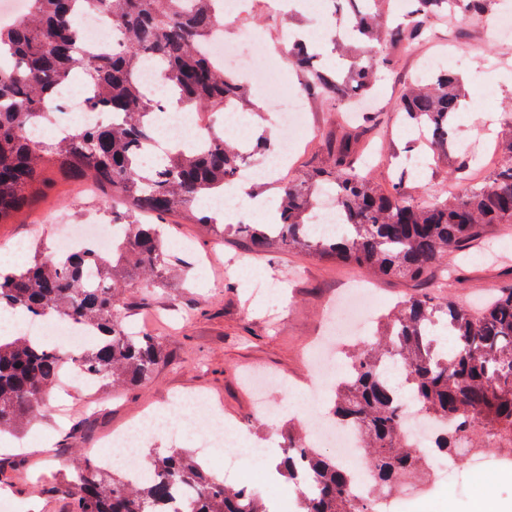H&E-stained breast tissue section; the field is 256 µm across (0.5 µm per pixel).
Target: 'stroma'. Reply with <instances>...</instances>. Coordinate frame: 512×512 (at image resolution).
Returning a JSON list of instances; mask_svg holds the SVG:
<instances>
[{"label": "stroma", "mask_w": 512, "mask_h": 512, "mask_svg": "<svg viewBox=\"0 0 512 512\" xmlns=\"http://www.w3.org/2000/svg\"><path fill=\"white\" fill-rule=\"evenodd\" d=\"M504 9L512 10V0H494L491 15L482 18L436 23L429 41L417 44L412 52L401 55L393 69L382 72L378 106L389 120L363 135L380 154L370 172L373 181L385 185L397 171H405L409 192L428 202L468 192L469 183L451 180L453 164L463 156L485 153L512 126V40L498 43L488 34L494 13ZM284 22L307 29L322 62L339 65L327 29L303 9L284 21L262 8L261 0H243L228 37L245 54L249 47L240 41V32L263 29L269 54L278 55L282 47L277 30ZM434 56L460 74L465 87L464 106L452 118L454 138L444 153L432 149L393 110L398 91L416 81L423 61ZM284 76L288 89L304 96L311 131L288 164L289 177L298 178L324 166L328 142L341 138L347 124L341 112L304 94L292 69H285ZM490 114L497 117L492 126L486 121ZM48 210L58 211L68 224L112 221L111 210L93 192L74 183L55 182L31 213L15 223L0 224L1 269L12 270L30 260L32 252L26 243L34 223ZM162 232L169 255L168 287L138 281L128 286L122 301L134 323L160 336L166 357L152 379L117 395L103 399L87 390L50 401L45 409L47 425L0 446V483L11 486L16 505L32 501L40 512H68V497L37 484V477L70 468L71 448L96 447L110 431L181 395L210 398L253 448L287 447L289 418L311 421L306 409L286 402L275 389L268 393L267 410H258L243 374L251 369L299 385L309 381L312 368L307 351L323 333L331 302L344 284L366 278L364 272L312 254L279 250L255 254L244 238L220 237L198 224H166ZM443 263L448 267V296L453 301L475 304L512 287V224L485 227L475 246L448 254ZM260 281L278 291L279 300L256 294ZM68 428L75 435L66 449L61 440ZM511 471V461L491 453L480 467L468 462L459 466L455 486L428 477L416 499L395 500L381 512H471L481 494L511 503L512 480L507 477Z\"/></svg>", "instance_id": "stroma-1"}]
</instances>
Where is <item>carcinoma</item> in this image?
Returning a JSON list of instances; mask_svg holds the SVG:
<instances>
[{
    "label": "carcinoma",
    "mask_w": 512,
    "mask_h": 512,
    "mask_svg": "<svg viewBox=\"0 0 512 512\" xmlns=\"http://www.w3.org/2000/svg\"><path fill=\"white\" fill-rule=\"evenodd\" d=\"M31 13L0 26V47L18 59L0 67V224L30 212L58 177L91 183L105 202L123 209L127 237L112 255L92 245L64 259L34 252L30 263L0 270V310L77 321L91 332L72 356L58 354L21 332L0 337V435H16L44 418V407L67 362L99 376L96 389L133 387L148 380L163 358L154 336L126 329L118 291L149 279L166 287L169 258L159 224L185 219L222 235L233 231L256 253L308 251L347 261L382 276L423 280L448 252H463L489 224H512V133L502 142L508 156L469 193L421 203L406 191L407 174L386 189L369 184L357 165L358 135L329 145L324 167L277 185L276 231L266 224H220L206 202L250 157L238 141L214 129L204 154L175 150L152 168L142 155L157 147L155 113L163 99L147 92L136 71L150 55L166 89L179 104L213 119L227 104L246 105L244 83L212 65L201 46L219 24L217 0H31ZM348 5L346 29L357 38L355 60L336 79L313 64L302 40L288 44V63L304 88L331 104L351 108L394 65V53L418 40L439 13L465 20L486 12L490 0H413L405 18L388 24L389 0H333ZM86 9L106 14L112 51L87 49L78 32ZM82 75L96 91L93 108L112 113L110 125L72 127L69 139L35 141L28 130L52 116L55 89ZM460 86L446 70L404 88L395 109L427 131L430 147L446 152L449 117ZM331 193L343 216L341 235H316L317 195ZM386 330L349 356L352 376L334 390L331 415L356 426L372 466L370 491L352 492V474L336 458L303 442L288 426V449L275 459L281 477L297 490L296 512H378L399 483L420 479L431 458L456 459L459 449L490 445L512 453V289L475 310L441 293L408 297L387 313ZM424 418L445 423L430 451L406 444L401 398ZM149 473L139 487L121 472L89 456L74 458V473L60 475L69 490V512H158L181 484L199 495L196 512H270L251 484L232 488L200 466L189 448L145 452Z\"/></svg>",
    "instance_id": "1"
}]
</instances>
